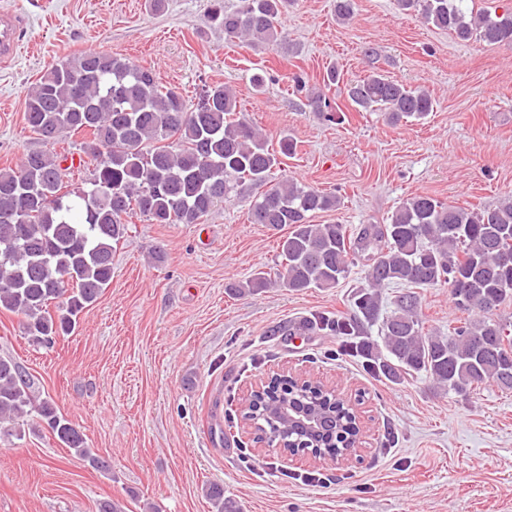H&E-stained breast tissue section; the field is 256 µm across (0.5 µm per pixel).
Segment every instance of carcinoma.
I'll return each mask as SVG.
<instances>
[{"mask_svg":"<svg viewBox=\"0 0 512 512\" xmlns=\"http://www.w3.org/2000/svg\"><path fill=\"white\" fill-rule=\"evenodd\" d=\"M465 0H396L460 42L512 41V7L500 14L467 13ZM288 0H239L224 9L210 0L211 21L224 35L252 46L284 39L278 27ZM353 105L381 110L389 120H420L435 100L420 88L375 73L348 89ZM25 121L46 143L71 131L88 133L80 153L92 166L85 184L65 190L63 156L25 154L0 169V310L22 318L25 336L50 348L75 331L80 314L112 282V251L125 237L128 217L153 224H199L231 197L238 185L260 189L250 220L272 229L289 227L279 244L283 272L258 271L225 284L236 298L268 288L305 292L334 288L357 263L366 286L353 298L347 317L315 315L311 329L351 343L366 366L393 384L422 376L438 394L465 396L492 383L512 390V324L494 311L512 303V267L495 253L512 251V198L494 207L467 209L416 195L396 208L387 224H312L311 214L336 210L341 198L300 182L275 177L278 155L294 153L284 136L279 151L237 109L224 85L204 91L191 108L184 97L160 84L155 72L102 51L77 54L47 71L27 93ZM446 287L457 309L467 313L448 334L424 327L415 289ZM394 288L388 298L385 291ZM390 310L383 312L384 303ZM324 414V395L295 389ZM35 420L98 472L108 462L88 447L83 434L9 357H0V425ZM269 443L293 440L288 421L260 417ZM205 496L215 512H240L212 483Z\"/></svg>","mask_w":512,"mask_h":512,"instance_id":"obj_1","label":"carcinoma"}]
</instances>
